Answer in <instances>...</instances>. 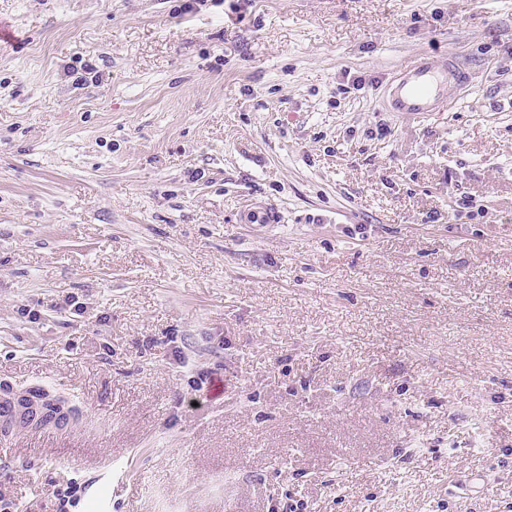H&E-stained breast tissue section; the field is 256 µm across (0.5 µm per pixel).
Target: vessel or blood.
<instances>
[{
	"instance_id": "vessel-or-blood-1",
	"label": "vessel or blood",
	"mask_w": 512,
	"mask_h": 512,
	"mask_svg": "<svg viewBox=\"0 0 512 512\" xmlns=\"http://www.w3.org/2000/svg\"><path fill=\"white\" fill-rule=\"evenodd\" d=\"M470 81L466 66L454 56L420 57L399 68L385 104L398 116L421 118L435 111L446 93L465 88Z\"/></svg>"
}]
</instances>
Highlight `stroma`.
<instances>
[{"instance_id": "1", "label": "stroma", "mask_w": 512, "mask_h": 512, "mask_svg": "<svg viewBox=\"0 0 512 512\" xmlns=\"http://www.w3.org/2000/svg\"><path fill=\"white\" fill-rule=\"evenodd\" d=\"M0 26V384L76 411L0 436V494L512 512V0H0ZM447 54V106L382 110ZM470 81L466 66L454 56L419 57L399 68L385 105L402 118L425 117L446 93L463 89Z\"/></svg>"}]
</instances>
